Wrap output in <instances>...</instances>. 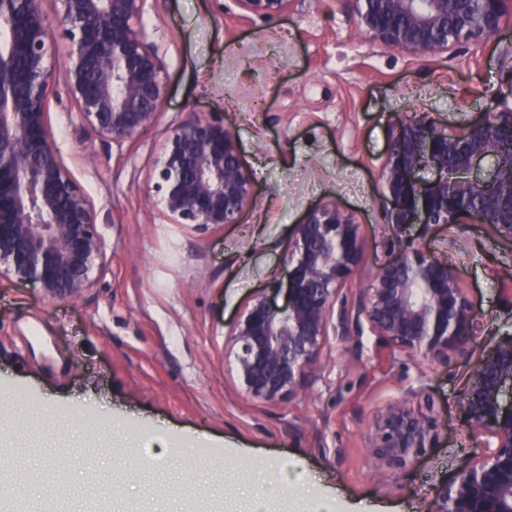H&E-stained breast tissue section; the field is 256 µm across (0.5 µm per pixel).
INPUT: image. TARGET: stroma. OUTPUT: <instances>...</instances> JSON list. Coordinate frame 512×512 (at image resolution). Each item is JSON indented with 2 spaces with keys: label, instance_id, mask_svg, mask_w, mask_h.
<instances>
[{
  "label": "stroma",
  "instance_id": "obj_1",
  "mask_svg": "<svg viewBox=\"0 0 512 512\" xmlns=\"http://www.w3.org/2000/svg\"><path fill=\"white\" fill-rule=\"evenodd\" d=\"M143 23L167 65L151 133L104 143L72 121L63 83L51 91L50 130L102 210L107 258L94 287L68 302L0 278V395L12 403L0 422L12 463L0 476L20 479L25 512H46L56 482L71 512L94 501L109 512H248L247 492L283 462L333 512H431L475 451L461 409L474 359L512 334V243L479 224L398 231L380 165L395 113L454 130L512 109V30L425 60L358 36L346 0H293L271 20L240 17L234 0H159ZM190 115L233 122L254 189L237 223L199 229L162 214L153 161ZM328 201L364 244L348 304L378 268L421 248L459 275L481 325L473 355L429 367L387 356L368 335L332 336L305 391L255 401L227 338L284 271L296 224ZM422 374L440 439L408 469L379 473L364 452L368 426Z\"/></svg>",
  "mask_w": 512,
  "mask_h": 512
}]
</instances>
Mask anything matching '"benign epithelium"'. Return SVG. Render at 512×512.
I'll return each mask as SVG.
<instances>
[{
  "label": "benign epithelium",
  "instance_id": "obj_1",
  "mask_svg": "<svg viewBox=\"0 0 512 512\" xmlns=\"http://www.w3.org/2000/svg\"><path fill=\"white\" fill-rule=\"evenodd\" d=\"M149 0H0V275L39 285L55 302L84 295L106 259L93 198L65 164L49 127L48 90L64 78L73 116L99 140L120 144L154 128L167 89L163 58L141 25ZM246 18H276L292 0H235ZM356 32L422 58L512 26V0H346ZM67 40L56 54L51 32ZM434 173L425 180L420 173ZM388 223L481 224L512 242V109L456 130L395 114L380 168ZM154 188L172 224H234L253 186L229 117L193 115L166 133ZM358 225L341 207L312 209L295 228L287 280L239 315L228 357L252 399L276 403L305 390L329 332L343 341L369 331L393 353L439 363L468 356L479 323L455 269L406 249L361 289L346 314L345 283L361 264ZM284 296L278 303L277 297ZM512 336L481 356L462 410L478 448L432 512H512ZM440 424L425 379L373 417L367 456L381 471L413 465Z\"/></svg>",
  "mask_w": 512,
  "mask_h": 512
}]
</instances>
